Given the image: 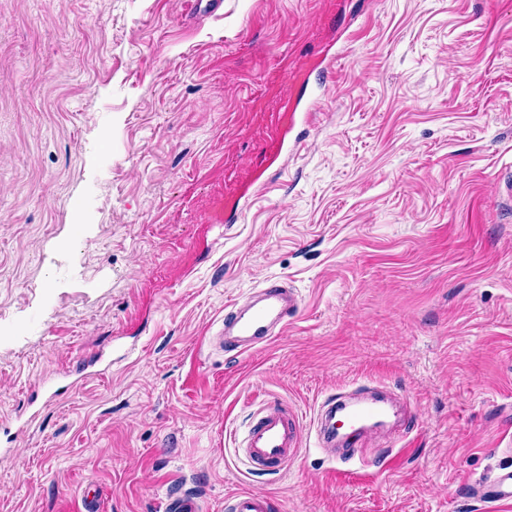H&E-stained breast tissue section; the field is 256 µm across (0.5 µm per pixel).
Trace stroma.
Listing matches in <instances>:
<instances>
[{
    "label": "stroma",
    "mask_w": 512,
    "mask_h": 512,
    "mask_svg": "<svg viewBox=\"0 0 512 512\" xmlns=\"http://www.w3.org/2000/svg\"><path fill=\"white\" fill-rule=\"evenodd\" d=\"M0 0V512H512V0ZM316 102L310 124L295 103ZM302 303L210 347L267 280ZM402 395L366 459L260 401ZM300 447L301 425L295 411L275 400L264 401L258 413L252 415L240 444L253 470L277 474L297 458ZM477 497L496 503L512 500V471H501L487 483L474 488ZM273 502L261 491H251L239 495L231 505V512H273Z\"/></svg>",
    "instance_id": "obj_1"
}]
</instances>
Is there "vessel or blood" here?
<instances>
[{
    "label": "vessel or blood",
    "instance_id": "1",
    "mask_svg": "<svg viewBox=\"0 0 512 512\" xmlns=\"http://www.w3.org/2000/svg\"><path fill=\"white\" fill-rule=\"evenodd\" d=\"M298 308L291 288L279 281L269 282L255 292L245 307L227 314L217 342L225 352L237 354L265 345L278 331L286 329ZM395 414V402L384 395L329 396L316 420L317 445L332 448L340 442L346 454L355 455L362 440L384 432ZM300 447L301 425L295 411L275 400L261 404L240 444L254 470L277 474L297 458ZM475 493L490 503L511 501L512 471L497 473L477 486ZM230 510L273 512V503L264 492L251 491L235 498Z\"/></svg>",
    "mask_w": 512,
    "mask_h": 512
}]
</instances>
